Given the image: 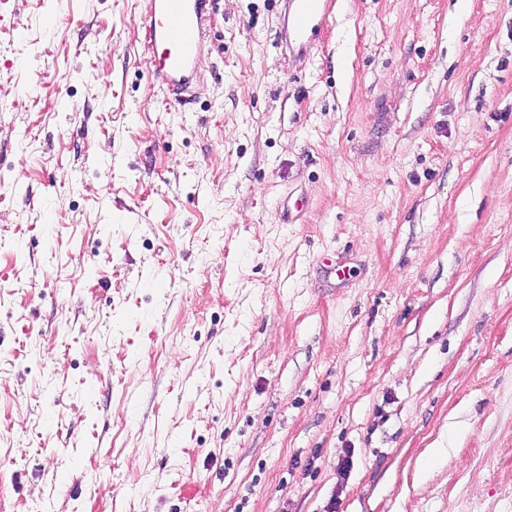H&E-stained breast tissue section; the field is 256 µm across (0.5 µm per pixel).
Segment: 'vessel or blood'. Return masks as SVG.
<instances>
[{"label":"vessel or blood","mask_w":512,"mask_h":512,"mask_svg":"<svg viewBox=\"0 0 512 512\" xmlns=\"http://www.w3.org/2000/svg\"><path fill=\"white\" fill-rule=\"evenodd\" d=\"M279 41L307 49L315 29L329 17V0H281ZM212 0H146L143 24L152 48L160 52L154 76L176 100L191 91L190 78L202 58V39Z\"/></svg>","instance_id":"obj_1"}]
</instances>
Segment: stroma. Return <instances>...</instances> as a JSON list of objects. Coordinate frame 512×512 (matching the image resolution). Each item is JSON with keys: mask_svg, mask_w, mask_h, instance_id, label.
<instances>
[{"mask_svg": "<svg viewBox=\"0 0 512 512\" xmlns=\"http://www.w3.org/2000/svg\"><path fill=\"white\" fill-rule=\"evenodd\" d=\"M0 0V512H512V0ZM213 0H147L148 44L161 48L154 76L176 100L191 92L190 77L202 58V39ZM281 26L278 40L288 48L307 50L315 29L329 17V0H281Z\"/></svg>", "mask_w": 512, "mask_h": 512, "instance_id": "1", "label": "stroma"}]
</instances>
